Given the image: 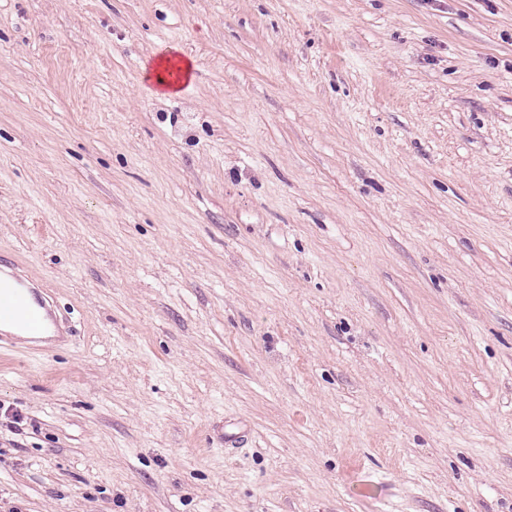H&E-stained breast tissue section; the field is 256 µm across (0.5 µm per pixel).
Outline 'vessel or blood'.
I'll return each instance as SVG.
<instances>
[{
    "label": "vessel or blood",
    "instance_id": "b4317fda",
    "mask_svg": "<svg viewBox=\"0 0 512 512\" xmlns=\"http://www.w3.org/2000/svg\"><path fill=\"white\" fill-rule=\"evenodd\" d=\"M15 278L11 265H0V278ZM12 287L0 285V343L21 334L35 341H45L58 328L60 319L47 294L37 293L33 283L15 278Z\"/></svg>",
    "mask_w": 512,
    "mask_h": 512
}]
</instances>
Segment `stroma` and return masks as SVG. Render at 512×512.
I'll use <instances>...</instances> for the list:
<instances>
[{
  "mask_svg": "<svg viewBox=\"0 0 512 512\" xmlns=\"http://www.w3.org/2000/svg\"><path fill=\"white\" fill-rule=\"evenodd\" d=\"M2 256L0 512H512V0H0ZM174 58V56H162L152 66V71L148 78L153 79L159 94H170L169 91L179 88L182 78L187 79L191 74L192 65L188 60L178 59V61L174 62ZM170 71H176L177 76L175 80L169 79L166 76ZM2 265V266H1ZM11 278L17 286L5 287L3 277ZM2 277V280H1ZM0 345L7 343L15 336H27L35 341L50 340L59 331L61 318L54 309L53 301L47 294L33 283L17 277L13 272V265H8L0 259ZM29 293H38L35 304L28 301ZM9 324L21 335L1 330V325ZM53 328L54 335L50 336Z\"/></svg>",
  "mask_w": 512,
  "mask_h": 512,
  "instance_id": "obj_1",
  "label": "stroma"
}]
</instances>
